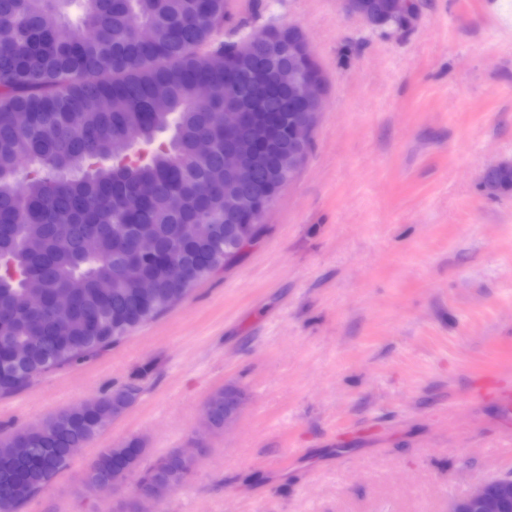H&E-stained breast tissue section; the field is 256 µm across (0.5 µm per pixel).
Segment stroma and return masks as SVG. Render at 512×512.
<instances>
[{"mask_svg": "<svg viewBox=\"0 0 512 512\" xmlns=\"http://www.w3.org/2000/svg\"><path fill=\"white\" fill-rule=\"evenodd\" d=\"M405 28L344 0H229L306 37L326 96L308 154L244 256L91 359L0 396V439L139 378L137 401L19 512H112L82 477L130 438L203 439L151 512H448L512 474V421L469 398L512 386V0H419ZM244 393L203 431L207 398ZM506 164L511 165V163H500L490 168L493 170L486 172L483 180L484 188L493 193L512 190V169H494ZM224 393L226 395V399L233 401H239L243 396V393L238 386L234 384H228L225 385L224 388H221L213 392L208 397L205 403L206 414L209 418L212 429L215 430L225 429L228 426L232 425L237 420L240 413L242 402L236 409H234L233 404H228L224 408ZM230 410L233 411L230 413H224V411L228 412ZM202 414L205 424L207 425V427L210 428V424L207 417L205 416L204 412H202Z\"/></svg>", "mask_w": 512, "mask_h": 512, "instance_id": "stroma-1", "label": "stroma"}]
</instances>
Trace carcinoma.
I'll list each match as a JSON object with an SVG mask.
<instances>
[{"mask_svg":"<svg viewBox=\"0 0 512 512\" xmlns=\"http://www.w3.org/2000/svg\"><path fill=\"white\" fill-rule=\"evenodd\" d=\"M79 10L76 19L69 7ZM228 24L225 37L218 29ZM142 27L155 41L138 38ZM230 22L227 0H0V395L42 373L91 358L186 299L194 286L242 251L241 212L289 178V84L276 78L304 60L289 52L300 33L270 28L256 39ZM213 89L196 96L197 85ZM278 114L280 134L247 156L250 177L224 195V151L250 133L224 131V107ZM213 152L199 158L197 139ZM493 193L512 190V169L486 172ZM149 234L155 253L143 257ZM98 251L88 256L83 241ZM185 270L170 283L165 268ZM67 291L68 309L55 305ZM127 383L89 410L65 409L0 440V512L17 510L70 464L82 447L138 397ZM241 389L206 401L215 430ZM137 477L157 501L186 484L193 465L144 442L104 448L88 465L89 494L117 474Z\"/></svg>","mask_w":512,"mask_h":512,"instance_id":"cac0c4a2","label":"carcinoma"}]
</instances>
